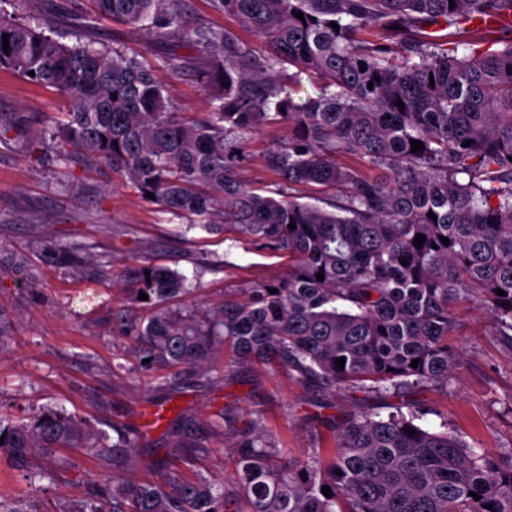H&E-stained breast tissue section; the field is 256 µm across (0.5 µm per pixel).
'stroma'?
I'll return each mask as SVG.
<instances>
[{"instance_id":"stroma-1","label":"stroma","mask_w":512,"mask_h":512,"mask_svg":"<svg viewBox=\"0 0 512 512\" xmlns=\"http://www.w3.org/2000/svg\"><path fill=\"white\" fill-rule=\"evenodd\" d=\"M87 0H0V8L48 20L66 43H91L141 54L156 60L173 42L146 31L100 20L85 23L78 7ZM194 21L229 29L263 50L262 42L234 17L214 9L212 0H188ZM175 111L193 118L206 111L209 93L194 68L168 78ZM70 102L57 89L36 84L0 68V123L25 120L21 135L0 144V247H30L38 241L80 244L89 261L75 274L41 265L35 289L0 279V304L11 315L12 335L0 349V408L17 409L58 403L83 417H104L117 427L135 429L151 397L160 393V377L116 369L117 356L129 355L132 337L123 335L112 313L122 304V271L143 258L184 273L196 290L194 304L209 306L232 289L260 279L282 278L288 258L246 240L229 243L232 229L209 234L182 232L180 217L162 210L111 167L77 152L66 160L48 157L35 162L27 143L39 136L45 116L69 111ZM288 136L287 126L270 127L243 145L239 179L268 194L280 189L268 165L270 150ZM457 330L450 342L461 363L449 377L447 390L428 387L407 393V400L448 417V429L478 452L512 448V347L497 335L486 305L473 302L455 310ZM335 414L372 408L389 409L382 396L341 389L326 395L296 374L256 365L234 367L226 385H194L183 389L175 404L194 422L225 409L248 418L264 410L267 429L289 455L307 460L313 449L331 453L336 435L316 416L322 400ZM49 487L30 491L14 464L0 453V499L19 512H65L86 495L87 479L99 478L100 462L63 448L54 456Z\"/></svg>"}]
</instances>
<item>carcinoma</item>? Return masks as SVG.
<instances>
[{
  "instance_id": "cac0c4a2",
  "label": "carcinoma",
  "mask_w": 512,
  "mask_h": 512,
  "mask_svg": "<svg viewBox=\"0 0 512 512\" xmlns=\"http://www.w3.org/2000/svg\"><path fill=\"white\" fill-rule=\"evenodd\" d=\"M89 2L96 18L174 38L192 55L173 51L151 64L116 48L69 45L46 33L43 20L0 10V67L70 100L65 119L45 118L56 157L71 147L112 166L188 219V231L220 234L230 224L292 259L287 277L259 280L242 298L209 308L186 302L194 285L185 274L133 260L123 273L125 302L153 313L133 324L121 309L114 319L134 337L142 372L188 368L200 383L221 386L228 370L214 360L228 345L236 363L283 368L327 392L402 398L413 387L446 390L458 365L448 344L454 309L471 299L490 306L512 345V29L495 49L474 38L479 20L512 0H212L265 40L263 56L229 30L193 22L186 0ZM394 25L404 36L397 51L382 43ZM451 27L471 38L448 46ZM187 63L210 92L192 122L172 110L159 76ZM304 75L323 85L318 95L300 97ZM279 124L288 140L268 164L286 188L318 186L315 203L264 195L237 177L245 139ZM412 139L423 149L411 152ZM39 251L66 270L84 263L80 247ZM3 275L31 287L38 269L26 253L1 247ZM427 415L442 430L423 424ZM161 426L167 451L196 469L209 447L186 437L194 423L179 414L159 417ZM208 426L231 435L229 483L148 462L137 453L148 432H109L55 403L1 411L0 452L32 491L53 477L33 466L36 456L71 448L99 458L112 473L90 481L70 512H512V448L480 453L429 408L402 402L384 416L338 417L339 452L307 463L289 460L261 410L241 428L223 410ZM136 468L158 474L122 476Z\"/></svg>"
}]
</instances>
